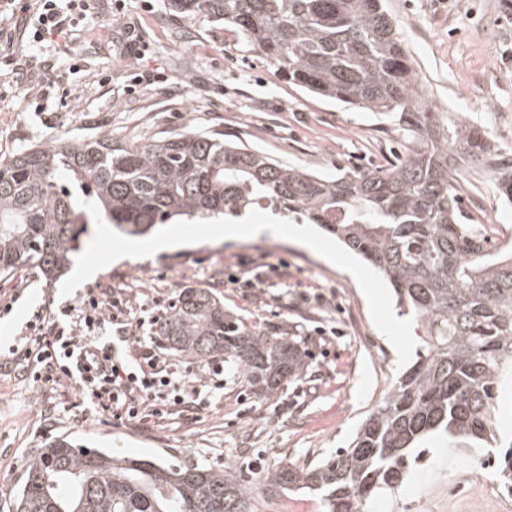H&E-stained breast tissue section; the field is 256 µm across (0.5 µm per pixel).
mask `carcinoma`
Returning a JSON list of instances; mask_svg holds the SVG:
<instances>
[{
	"label": "carcinoma",
	"instance_id": "obj_1",
	"mask_svg": "<svg viewBox=\"0 0 512 512\" xmlns=\"http://www.w3.org/2000/svg\"><path fill=\"white\" fill-rule=\"evenodd\" d=\"M187 19L222 21L304 92L385 117L408 144L385 167L328 177L216 134L178 132L122 145L34 146L0 159V275H62L88 224L143 236L159 224L268 209L316 224L368 262L414 315L421 352L358 428L317 463L280 464L271 493L305 489L327 512H366L397 489L432 432L466 448L495 436L512 379V251L463 223L459 161L488 168L512 204V158L475 123L433 112L383 0H167ZM170 350L223 356L251 391L272 396L305 368L285 336L247 328L209 288H185L154 327ZM13 512H257L249 481L221 468L83 448L57 438L24 464ZM496 475L512 489V442Z\"/></svg>",
	"mask_w": 512,
	"mask_h": 512
}]
</instances>
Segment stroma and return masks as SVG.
<instances>
[{
	"label": "stroma",
	"instance_id": "stroma-1",
	"mask_svg": "<svg viewBox=\"0 0 512 512\" xmlns=\"http://www.w3.org/2000/svg\"><path fill=\"white\" fill-rule=\"evenodd\" d=\"M92 20L72 22L66 38L29 45L22 12L0 14L15 36L0 56V158L59 139L111 133L131 144L187 130L223 134L307 171L336 175L393 161L403 133L357 108L308 95L238 41L223 24L171 14L166 0H96ZM434 111L482 126L512 152V0H388ZM79 71H71L72 63ZM71 92L75 111L61 109ZM464 209L512 233V207L482 168L465 166ZM181 247L117 264L115 253L148 245L111 225L91 235L69 270L48 280L30 268L0 277V341H16L34 311L54 312L88 290L121 293L131 316L155 303L162 315L184 288H209L251 326L298 342L306 370L271 397L253 395L240 374L206 408L164 419L119 421L82 405L72 388H33L12 359L0 357V512L24 461L67 437L133 457L171 458L257 479L281 463L316 462L348 447L420 346L416 324L366 263L308 225L320 250L285 238L227 242L209 224H177ZM95 268L93 278L78 271ZM257 278V290L229 288ZM328 304H321L319 295ZM403 484L369 512H499L512 502L492 467L495 447L452 448L427 436ZM258 512H324L308 491L259 492Z\"/></svg>",
	"mask_w": 512,
	"mask_h": 512
}]
</instances>
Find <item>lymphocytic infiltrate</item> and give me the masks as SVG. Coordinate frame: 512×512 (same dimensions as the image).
<instances>
[{
  "instance_id": "obj_1",
  "label": "lymphocytic infiltrate",
  "mask_w": 512,
  "mask_h": 512,
  "mask_svg": "<svg viewBox=\"0 0 512 512\" xmlns=\"http://www.w3.org/2000/svg\"><path fill=\"white\" fill-rule=\"evenodd\" d=\"M36 2L28 34L38 43L65 37L73 17L94 13L93 0ZM145 324L142 317L126 319L120 295L100 288L52 315L34 314L10 353L24 363L34 387L71 386L84 403L117 420L161 419L176 407L197 410L223 390V359L191 376L142 336ZM116 327L124 330L127 343L115 359L104 343Z\"/></svg>"
}]
</instances>
